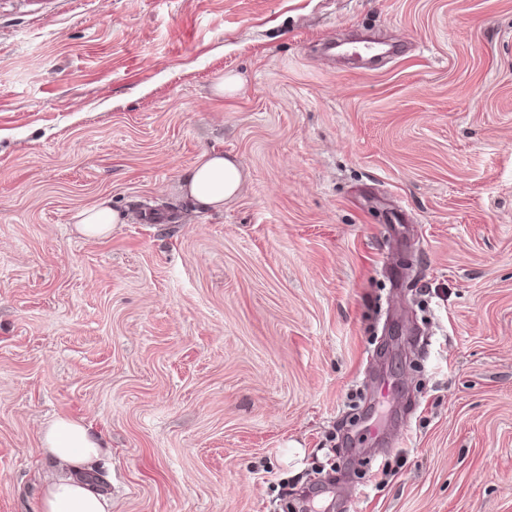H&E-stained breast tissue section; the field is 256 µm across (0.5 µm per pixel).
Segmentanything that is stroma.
<instances>
[{"instance_id":"stroma-1","label":"stroma","mask_w":512,"mask_h":512,"mask_svg":"<svg viewBox=\"0 0 512 512\" xmlns=\"http://www.w3.org/2000/svg\"><path fill=\"white\" fill-rule=\"evenodd\" d=\"M55 417L111 512H512V0H0V512ZM241 178L238 166L224 152L206 151L185 177L183 190L201 207L220 210L239 190ZM78 230L87 238H101L112 230V224H118L120 216L112 208L104 205L82 210L75 216Z\"/></svg>"}]
</instances>
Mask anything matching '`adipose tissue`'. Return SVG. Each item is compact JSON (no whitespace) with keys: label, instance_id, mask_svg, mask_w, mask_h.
<instances>
[{"label":"adipose tissue","instance_id":"obj_1","mask_svg":"<svg viewBox=\"0 0 512 512\" xmlns=\"http://www.w3.org/2000/svg\"><path fill=\"white\" fill-rule=\"evenodd\" d=\"M241 172L223 152H204L183 183L189 198L203 208L222 209L225 199L240 188ZM44 452L55 458L63 473L50 482L41 497V512H107L108 500L79 478L82 465L99 459L107 451L105 438L91 425L58 417L43 429L40 438Z\"/></svg>","mask_w":512,"mask_h":512}]
</instances>
